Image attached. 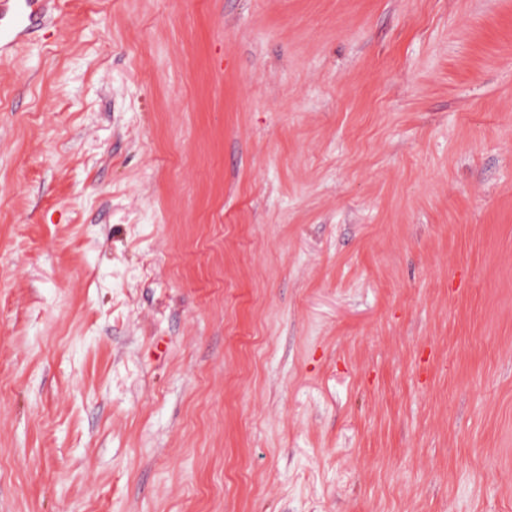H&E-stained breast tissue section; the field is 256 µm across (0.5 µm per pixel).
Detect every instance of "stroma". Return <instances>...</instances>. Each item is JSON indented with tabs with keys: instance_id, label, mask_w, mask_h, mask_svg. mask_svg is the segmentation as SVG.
I'll return each mask as SVG.
<instances>
[{
	"instance_id": "obj_1",
	"label": "stroma",
	"mask_w": 512,
	"mask_h": 512,
	"mask_svg": "<svg viewBox=\"0 0 512 512\" xmlns=\"http://www.w3.org/2000/svg\"><path fill=\"white\" fill-rule=\"evenodd\" d=\"M0 62V512H512V0H55Z\"/></svg>"
}]
</instances>
